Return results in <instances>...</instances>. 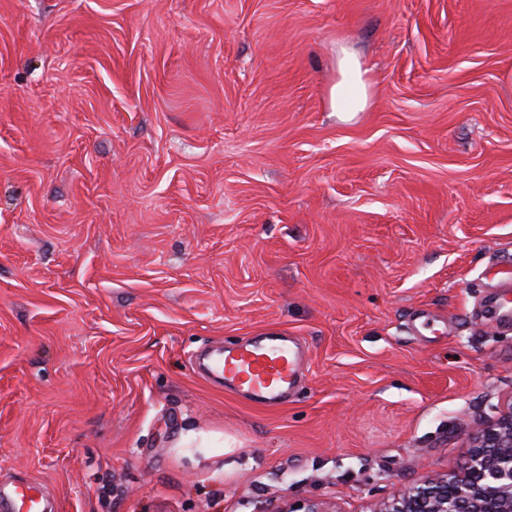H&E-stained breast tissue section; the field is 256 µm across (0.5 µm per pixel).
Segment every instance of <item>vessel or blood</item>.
I'll return each instance as SVG.
<instances>
[{"instance_id":"1","label":"vessel or blood","mask_w":512,"mask_h":512,"mask_svg":"<svg viewBox=\"0 0 512 512\" xmlns=\"http://www.w3.org/2000/svg\"><path fill=\"white\" fill-rule=\"evenodd\" d=\"M487 275L498 288L488 301V314L500 322L512 321V268H492ZM302 362L303 346L298 338L268 333L220 348L209 371L223 381L225 390L255 404L275 408L286 402L300 382ZM47 506L39 487H15L13 512H45Z\"/></svg>"}]
</instances>
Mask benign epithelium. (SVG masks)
<instances>
[{"label": "benign epithelium", "mask_w": 512, "mask_h": 512, "mask_svg": "<svg viewBox=\"0 0 512 512\" xmlns=\"http://www.w3.org/2000/svg\"><path fill=\"white\" fill-rule=\"evenodd\" d=\"M373 512H512V412L474 435L459 472L431 475Z\"/></svg>", "instance_id": "benign-epithelium-1"}]
</instances>
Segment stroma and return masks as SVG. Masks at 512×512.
Here are the masks:
<instances>
[{
    "instance_id": "35a3bbf8",
    "label": "stroma",
    "mask_w": 512,
    "mask_h": 512,
    "mask_svg": "<svg viewBox=\"0 0 512 512\" xmlns=\"http://www.w3.org/2000/svg\"><path fill=\"white\" fill-rule=\"evenodd\" d=\"M367 111H332L336 43ZM512 0H0V484L372 512L512 411ZM300 337L278 408L196 353ZM230 439L184 448L187 431ZM490 279H496L498 292L489 299L487 313L490 318L509 323L512 319V266L508 270L490 268L486 272Z\"/></svg>"
}]
</instances>
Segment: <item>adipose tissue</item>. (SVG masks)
Instances as JSON below:
<instances>
[{"mask_svg":"<svg viewBox=\"0 0 512 512\" xmlns=\"http://www.w3.org/2000/svg\"><path fill=\"white\" fill-rule=\"evenodd\" d=\"M361 54L347 42L336 45V83L331 89L332 109L336 112L365 111L371 85Z\"/></svg>","mask_w":512,"mask_h":512,"instance_id":"ef3b65f1","label":"adipose tissue"}]
</instances>
